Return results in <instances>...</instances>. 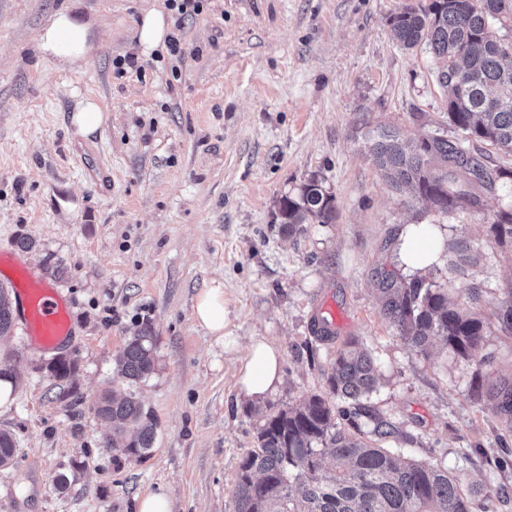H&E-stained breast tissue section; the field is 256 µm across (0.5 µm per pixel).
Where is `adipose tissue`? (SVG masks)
Returning <instances> with one entry per match:
<instances>
[{
	"label": "adipose tissue",
	"mask_w": 512,
	"mask_h": 512,
	"mask_svg": "<svg viewBox=\"0 0 512 512\" xmlns=\"http://www.w3.org/2000/svg\"><path fill=\"white\" fill-rule=\"evenodd\" d=\"M97 23L82 19L74 7L55 12L38 31L35 43L39 55L54 68L80 70L96 49ZM196 322L216 341L224 339V286L214 283L198 297ZM281 381V353L267 341L252 342L240 366L237 386L244 397L261 401Z\"/></svg>",
	"instance_id": "ef3b65f1"
}]
</instances>
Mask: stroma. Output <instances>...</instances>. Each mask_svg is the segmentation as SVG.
<instances>
[{
    "instance_id": "obj_1",
    "label": "stroma",
    "mask_w": 512,
    "mask_h": 512,
    "mask_svg": "<svg viewBox=\"0 0 512 512\" xmlns=\"http://www.w3.org/2000/svg\"><path fill=\"white\" fill-rule=\"evenodd\" d=\"M153 2L81 0V17L100 24L97 48L84 69L56 72L34 37L71 0H0V251L34 241L26 260L68 300L74 334L62 353L75 366L72 380L55 379L44 369L51 353L33 350L22 328L0 340L11 385L0 429L18 448L0 467V512H137L158 489L173 512H227L263 415L327 389L336 346L311 329L327 305L340 315L338 341L358 338L377 366L360 430L391 423L397 434L382 447L448 469L489 512H512V467L485 457L499 439L512 446L488 395L512 382V332L496 317L512 288V246L493 230L512 182L444 214L392 190L365 148L370 131L395 127L465 141L488 169L512 170V155L449 122L438 60L394 39L391 17L420 0H205L182 22L180 62L140 52L136 30ZM126 55L141 73H115ZM87 96L111 121L85 137L71 115ZM312 178L336 219L288 236L280 201ZM411 228L435 247L422 274L481 312L489 364L438 343L416 351L383 317L380 274L413 273ZM215 281L222 344L193 316ZM144 324L157 364L136 393L156 440L144 456H118L96 403L104 390L125 392L115 359ZM255 339L282 354L281 381L258 405L237 387ZM475 376L483 394L470 389Z\"/></svg>"
}]
</instances>
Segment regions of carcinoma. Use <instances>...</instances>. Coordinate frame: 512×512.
Returning a JSON list of instances; mask_svg holds the SVG:
<instances>
[{
  "mask_svg": "<svg viewBox=\"0 0 512 512\" xmlns=\"http://www.w3.org/2000/svg\"><path fill=\"white\" fill-rule=\"evenodd\" d=\"M398 43H425L443 66L439 84L448 94V120L468 137L512 153V0H426L408 5L391 19ZM374 163L395 190L414 189L419 198L446 213L478 197L457 184L462 169L469 182L491 190L512 170L492 173L465 146L434 136L411 138L384 128L369 145ZM283 229L290 235L303 224H330L333 198L316 180L280 202ZM500 241L512 242V208L496 215ZM383 315L419 352L431 339L464 358L490 363L482 353L483 321L448 301V285L422 275H382L378 288ZM14 328L7 288L0 285V338ZM156 340L146 324L129 337L115 362L127 385L121 397L101 396L96 412L111 423L106 447L141 457L153 448L156 422L135 389L155 370ZM48 369L70 379L74 366L56 357ZM329 392L310 393L295 405L270 413L256 426L254 446L241 459L228 512H487L460 491L448 473L430 464L404 462L360 433L341 427L336 415L370 416L363 400L376 389V367L356 341L342 343L327 378ZM13 434L0 430V467L15 460Z\"/></svg>",
  "mask_w": 512,
  "mask_h": 512,
  "instance_id": "carcinoma-1",
  "label": "carcinoma"
}]
</instances>
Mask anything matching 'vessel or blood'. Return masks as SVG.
Here are the masks:
<instances>
[{
	"label": "vessel or blood",
	"instance_id": "vessel-or-blood-1",
	"mask_svg": "<svg viewBox=\"0 0 512 512\" xmlns=\"http://www.w3.org/2000/svg\"><path fill=\"white\" fill-rule=\"evenodd\" d=\"M22 284L14 288L13 316L32 345L43 350L57 348L72 334L67 305L58 290L45 283L29 264L16 262Z\"/></svg>",
	"mask_w": 512,
	"mask_h": 512
}]
</instances>
